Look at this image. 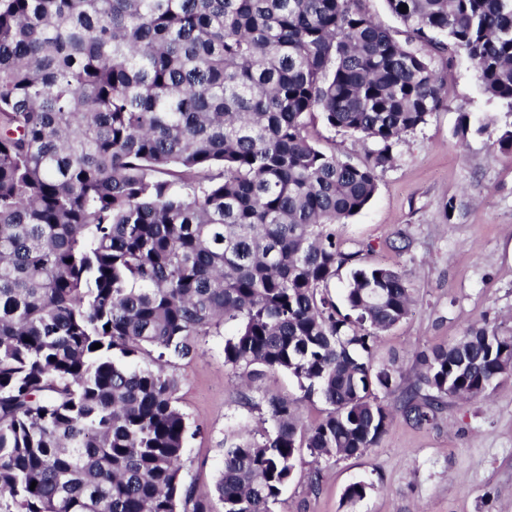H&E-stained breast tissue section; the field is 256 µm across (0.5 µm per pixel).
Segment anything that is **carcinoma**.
Instances as JSON below:
<instances>
[{
  "instance_id": "carcinoma-1",
  "label": "carcinoma",
  "mask_w": 512,
  "mask_h": 512,
  "mask_svg": "<svg viewBox=\"0 0 512 512\" xmlns=\"http://www.w3.org/2000/svg\"><path fill=\"white\" fill-rule=\"evenodd\" d=\"M386 2L406 39L362 0H0V512H272L303 451L378 443L388 395L422 427L512 376L487 324L417 353L403 388L373 361L414 294L336 225L443 107L432 52L464 54L512 116V0ZM317 114L364 159L316 145ZM477 132L512 154V122ZM230 321L224 366L289 373L328 409L305 424L293 398L242 394L271 427L226 433L200 493L168 367Z\"/></svg>"
}]
</instances>
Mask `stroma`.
<instances>
[{"mask_svg": "<svg viewBox=\"0 0 512 512\" xmlns=\"http://www.w3.org/2000/svg\"><path fill=\"white\" fill-rule=\"evenodd\" d=\"M433 67L447 87L445 109L406 136L374 198L336 230L342 250L362 251L365 263L408 276L415 303L382 335L376 355L380 362L397 357L407 378L416 352L455 343L471 324L485 320L512 333V154L476 130H459L462 114L499 125L506 110L482 93L463 54L436 53ZM308 130L323 149L363 156L354 137L321 117L310 118ZM234 329L210 328L197 356L177 366L179 405L196 430L181 479L200 491L212 488L222 467L227 429L251 437L268 427L260 411L242 404L239 382L224 365V335ZM266 393L299 399L308 421L326 409L286 373L259 381L254 396ZM359 481L372 491L346 503L345 488ZM273 512H512V377L487 397L448 401L435 426L395 416L363 455L316 464L302 457Z\"/></svg>", "mask_w": 512, "mask_h": 512, "instance_id": "obj_1", "label": "stroma"}]
</instances>
